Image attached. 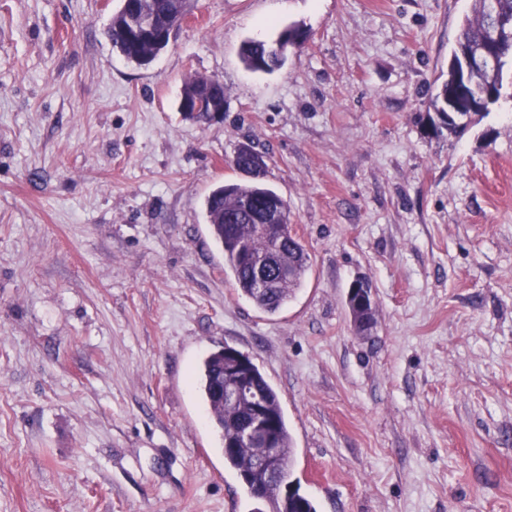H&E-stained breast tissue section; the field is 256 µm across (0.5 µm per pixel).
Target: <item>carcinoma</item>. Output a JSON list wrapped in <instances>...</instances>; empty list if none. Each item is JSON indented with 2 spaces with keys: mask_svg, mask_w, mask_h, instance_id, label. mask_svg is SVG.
<instances>
[{
  "mask_svg": "<svg viewBox=\"0 0 512 512\" xmlns=\"http://www.w3.org/2000/svg\"><path fill=\"white\" fill-rule=\"evenodd\" d=\"M471 16L465 19L459 41L468 45H478L498 35L502 46L512 53V0H497L498 18L493 19L486 13V0H473ZM144 8L149 12L175 16L190 10L188 0H145ZM126 12L112 14V23L107 25L106 35L112 46L131 64L145 65V60L157 57L161 50L151 42L137 44L129 42L126 37ZM244 66L251 71L272 73L279 69L284 60L264 42L247 41L240 50ZM210 94L211 97L224 100V85L216 78L203 75L188 77L182 87V95L191 99L196 95ZM433 106L442 120L450 127V132L460 134L471 123L469 114L448 113V88L441 85L433 100ZM249 197L260 204L273 200L283 213H288V201L274 189L263 182L250 179L239 183L227 184L214 189L205 200L206 220L215 243L224 251V272L234 278L241 293L261 312L275 314L288 302L294 291L299 288L310 268L311 257L304 244L289 240L283 249L272 254L265 240L253 236L250 224L254 220L239 211L241 198ZM250 244L251 253L262 259H270L271 286L266 292H258L253 287V278L246 262L239 255L241 243ZM356 334L364 332V324L375 321L376 312H368L347 301ZM252 372L262 399L268 411L278 421L277 446L282 458L278 485L267 487L261 493L253 484H247L252 498L265 506V512H317L313 500L298 494L288 498L281 494L279 486L294 481L292 438L285 421L280 398L257 366ZM199 385L208 408V418L214 423L225 439L232 435L240 436L244 422L251 416L250 409L244 404L229 405L224 403L218 389L232 383L229 366L224 359V351L219 349L206 356L199 369ZM258 457V449L251 442L241 443L240 448L224 454L225 463L243 475L250 471Z\"/></svg>",
  "mask_w": 512,
  "mask_h": 512,
  "instance_id": "carcinoma-1",
  "label": "carcinoma"
}]
</instances>
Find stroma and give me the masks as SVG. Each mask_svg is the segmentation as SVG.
Returning a JSON list of instances; mask_svg holds the SVG:
<instances>
[{"label":"stroma","instance_id":"1","mask_svg":"<svg viewBox=\"0 0 512 512\" xmlns=\"http://www.w3.org/2000/svg\"><path fill=\"white\" fill-rule=\"evenodd\" d=\"M119 5L0 0V512H254L195 383L226 345L318 512H512V69L463 135L431 104L473 0H193L142 67ZM288 26L280 70L243 66ZM192 75L223 123L183 120ZM246 142L311 256L274 315L204 211ZM125 11L119 9L118 12L112 14V23L106 28V35L111 41L112 46L131 64L137 66H145V60L150 57L156 58L162 51L151 42H140L137 44L129 42L126 37V28L128 22L126 20ZM210 94L212 98H218L224 101V85L216 78L203 75H194L188 77L182 87V95L180 106L184 111H196L205 107L206 101L203 97L192 99L195 95ZM191 99V100H189ZM179 112L184 113V111Z\"/></svg>","mask_w":512,"mask_h":512}]
</instances>
